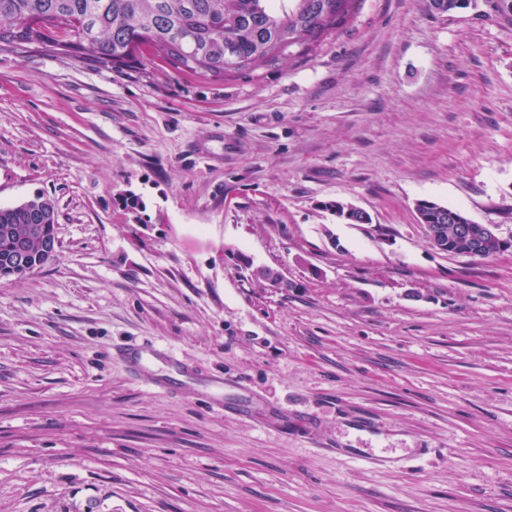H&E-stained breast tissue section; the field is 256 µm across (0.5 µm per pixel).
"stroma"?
<instances>
[{
  "instance_id": "1",
  "label": "stroma",
  "mask_w": 512,
  "mask_h": 512,
  "mask_svg": "<svg viewBox=\"0 0 512 512\" xmlns=\"http://www.w3.org/2000/svg\"><path fill=\"white\" fill-rule=\"evenodd\" d=\"M39 193L56 254L0 277V512H512V251L437 252L414 210L512 235V15L360 0L221 81L0 51V206ZM146 341L180 393L109 355ZM328 207L333 210L336 217L345 224H368L370 216L351 203L332 201Z\"/></svg>"
}]
</instances>
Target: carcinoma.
I'll use <instances>...</instances> for the list:
<instances>
[{
  "label": "carcinoma",
  "instance_id": "carcinoma-1",
  "mask_svg": "<svg viewBox=\"0 0 512 512\" xmlns=\"http://www.w3.org/2000/svg\"><path fill=\"white\" fill-rule=\"evenodd\" d=\"M0 0V49L19 56L67 55L108 69L139 62L145 53L176 68L222 80L278 59L286 49H310L337 31L359 0ZM471 0H430L439 13H452ZM345 224H369L370 216L351 203L329 204ZM415 208L421 224H441L451 244L448 254L470 251L456 234L469 223L464 211L430 199ZM40 225L41 237L56 236L53 200L36 195L0 207V264L11 254L25 225Z\"/></svg>",
  "mask_w": 512,
  "mask_h": 512
}]
</instances>
